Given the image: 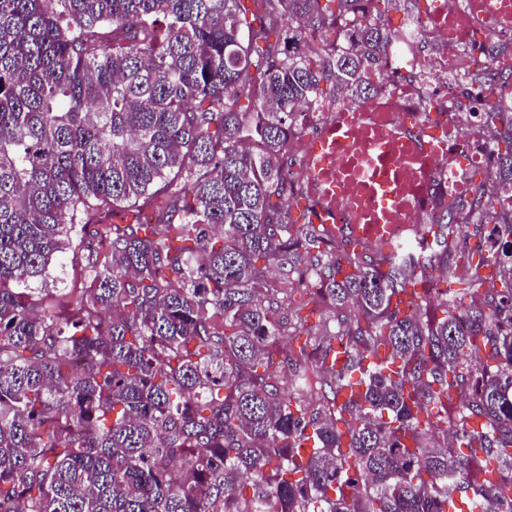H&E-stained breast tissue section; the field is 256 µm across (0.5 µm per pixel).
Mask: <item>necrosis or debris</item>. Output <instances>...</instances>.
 I'll return each instance as SVG.
<instances>
[{
	"label": "necrosis or debris",
	"mask_w": 512,
	"mask_h": 512,
	"mask_svg": "<svg viewBox=\"0 0 512 512\" xmlns=\"http://www.w3.org/2000/svg\"><path fill=\"white\" fill-rule=\"evenodd\" d=\"M512 0H432L391 34L359 102L324 100L288 138L301 194L327 234L370 252L418 238L440 199L468 194L490 142L457 101L475 61L512 69Z\"/></svg>",
	"instance_id": "1"
}]
</instances>
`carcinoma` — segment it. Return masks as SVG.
Returning a JSON list of instances; mask_svg holds the SVG:
<instances>
[{
    "mask_svg": "<svg viewBox=\"0 0 512 512\" xmlns=\"http://www.w3.org/2000/svg\"><path fill=\"white\" fill-rule=\"evenodd\" d=\"M388 25L364 0H0V512H512V107L423 247L371 257L288 206L297 113L369 94ZM74 237L85 286L34 304Z\"/></svg>",
    "mask_w": 512,
    "mask_h": 512,
    "instance_id": "obj_1",
    "label": "carcinoma"
}]
</instances>
